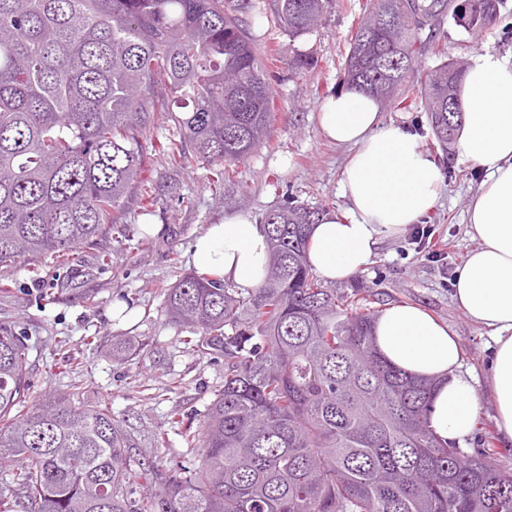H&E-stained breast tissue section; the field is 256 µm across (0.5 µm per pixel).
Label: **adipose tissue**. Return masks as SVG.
Wrapping results in <instances>:
<instances>
[{
    "mask_svg": "<svg viewBox=\"0 0 512 512\" xmlns=\"http://www.w3.org/2000/svg\"><path fill=\"white\" fill-rule=\"evenodd\" d=\"M463 97L458 155L484 178L468 210L469 233L477 245L456 271L453 298L470 320L496 334L489 392L499 436L512 445V53L473 56ZM319 125L328 138L353 149L340 180L344 211L312 226L308 254L319 276L341 282L370 263L381 239L422 223L436 205L444 174L422 136L384 122L378 103L357 90L329 94ZM190 254L199 274L244 293L257 288L267 273L265 230L244 216L207 225ZM373 333L389 363L442 378L430 415L435 433L451 441L468 436L483 398L456 375L462 352L448 326L417 305L397 303L381 310Z\"/></svg>",
    "mask_w": 512,
    "mask_h": 512,
    "instance_id": "adipose-tissue-1",
    "label": "adipose tissue"
}]
</instances>
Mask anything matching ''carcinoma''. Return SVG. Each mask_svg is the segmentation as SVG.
<instances>
[{
    "label": "carcinoma",
    "instance_id": "cac0c4a2",
    "mask_svg": "<svg viewBox=\"0 0 512 512\" xmlns=\"http://www.w3.org/2000/svg\"><path fill=\"white\" fill-rule=\"evenodd\" d=\"M329 0H274L295 39ZM500 0H470L473 37ZM247 0H0V267L96 250L121 233L160 150L175 165L228 166L268 137L274 92ZM456 0H366L343 79L384 109L420 104L443 150L462 121L466 68L443 59L419 86L416 56L456 20ZM308 53L288 63L312 68ZM454 111H448V107ZM165 117L166 141L148 138ZM323 210L291 201L263 217L269 263L243 293L184 274L166 289L186 348L224 358V386L185 444L192 466H144L109 404L80 393L30 398L28 349L0 326V455L17 459L0 512H512V471L464 456L430 428L438 382L393 366L374 344L367 290L326 286L308 264ZM142 492H134L135 487Z\"/></svg>",
    "mask_w": 512,
    "mask_h": 512
}]
</instances>
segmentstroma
Masks as SVG:
<instances>
[{
    "label": "stroma",
    "instance_id": "obj_1",
    "mask_svg": "<svg viewBox=\"0 0 512 512\" xmlns=\"http://www.w3.org/2000/svg\"><path fill=\"white\" fill-rule=\"evenodd\" d=\"M365 2L331 0L321 26L294 40L272 22L258 30L261 60L275 96L272 132L267 142L232 165L221 188L210 185L202 163L176 168L162 155L152 156L143 176L154 183V211L144 216L129 205L124 244L101 245L111 252V263L102 264L96 252L88 251L66 265L48 255L34 265L0 268V283L9 286L8 292H0V324L11 325L28 348L33 400L63 396L72 385H81L85 401L107 397L113 418L131 436L141 459L193 463L196 454L184 444L173 415L181 413L196 425L203 422L224 385V361L184 347L181 339L192 328L169 320L164 292L191 271L189 249L206 225L233 215L258 222L269 210L293 200L331 214L344 208L339 180L349 151L324 138L318 112L325 97L342 86L351 31ZM484 50L512 51V0H503L497 23L479 37L469 36L454 22L445 23L439 45L418 57L413 75L423 79L441 58L467 61ZM297 51L311 52L315 67L289 72L287 61ZM382 116L420 129L426 149L451 176L430 214V237L416 243L409 227L382 240L371 263L341 287L373 290L383 306L418 305L448 324L462 350L458 376L486 393L495 348L492 332L473 323L453 300L454 273L476 245L468 233V209L481 177L456 151L441 150L425 113L386 109ZM144 223L159 225V233L141 232ZM117 301L126 304L127 321L113 319ZM88 336L95 337V344L85 345ZM118 342L132 345L127 360H113L112 347ZM67 354L76 360L72 372L45 374L46 362ZM479 419L484 431H472L458 441V448L468 455L485 451L488 461L512 469V453L484 442L485 432L496 429L492 403L484 404Z\"/></svg>",
    "mask_w": 512,
    "mask_h": 512
}]
</instances>
